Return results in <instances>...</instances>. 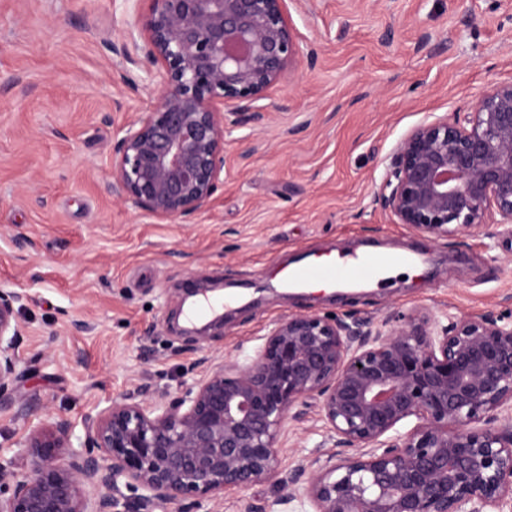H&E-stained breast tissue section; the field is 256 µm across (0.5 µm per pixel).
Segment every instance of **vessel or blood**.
Masks as SVG:
<instances>
[{
	"mask_svg": "<svg viewBox=\"0 0 512 512\" xmlns=\"http://www.w3.org/2000/svg\"><path fill=\"white\" fill-rule=\"evenodd\" d=\"M421 261V256L408 254H357L339 259L329 255L313 261H299L295 266L283 269L281 279L304 288H331L362 277L374 278L393 267L418 264Z\"/></svg>",
	"mask_w": 512,
	"mask_h": 512,
	"instance_id": "b4317fda",
	"label": "vessel or blood"
}]
</instances>
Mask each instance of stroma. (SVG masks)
<instances>
[{
    "mask_svg": "<svg viewBox=\"0 0 512 512\" xmlns=\"http://www.w3.org/2000/svg\"><path fill=\"white\" fill-rule=\"evenodd\" d=\"M139 0H0V288L22 293L18 377L0 401V464L28 467L29 431L59 420L81 447L112 402L175 396L217 366L255 355L292 314L379 321L417 311L512 316V224L436 237L374 198L415 126L473 111L512 80V0H288L300 52L262 104L272 117L233 131L224 183L199 213L159 222L113 189V133L152 98L125 85ZM315 60H308V51ZM428 252L431 264L333 292L280 287L302 253ZM237 304L208 336L177 321L188 287ZM287 420L267 482L185 512H259L337 446L321 401Z\"/></svg>",
    "mask_w": 512,
    "mask_h": 512,
    "instance_id": "stroma-1",
    "label": "stroma"
}]
</instances>
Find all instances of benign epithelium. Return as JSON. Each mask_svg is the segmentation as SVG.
I'll return each mask as SVG.
<instances>
[{
  "mask_svg": "<svg viewBox=\"0 0 512 512\" xmlns=\"http://www.w3.org/2000/svg\"><path fill=\"white\" fill-rule=\"evenodd\" d=\"M134 50L156 94L116 130L113 187L161 221L201 212L224 183V142L259 124L258 105L297 55L288 0H146ZM401 224L437 237L512 224V80L474 111L424 122L393 150L375 196ZM23 295L0 289V396L17 373ZM321 398L337 442L357 453L288 495L312 512H504L512 508V323L427 312L379 322L290 315L256 355L221 365L168 402L130 396L87 427L83 450L60 420L33 430L27 471L0 465V512H151L271 480L292 406ZM414 426L393 435L403 422ZM133 496L119 501V484Z\"/></svg>",
  "mask_w": 512,
  "mask_h": 512,
  "instance_id": "benign-epithelium-1",
  "label": "benign epithelium"
}]
</instances>
